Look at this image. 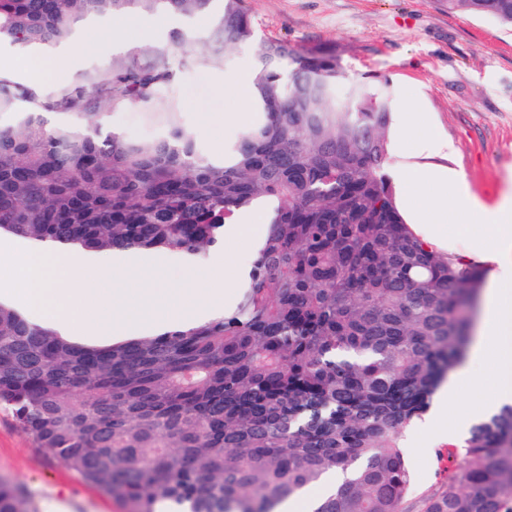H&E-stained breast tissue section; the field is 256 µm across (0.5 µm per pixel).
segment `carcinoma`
Returning <instances> with one entry per match:
<instances>
[{
    "label": "carcinoma",
    "instance_id": "carcinoma-1",
    "mask_svg": "<svg viewBox=\"0 0 512 512\" xmlns=\"http://www.w3.org/2000/svg\"><path fill=\"white\" fill-rule=\"evenodd\" d=\"M512 27V0H446ZM211 15L204 66L255 51V120L214 156L159 95L192 48L137 45L54 93L0 76V231L83 250L204 256L256 205L268 222L235 305L110 347L0 304V407L48 458L131 512H406L402 449L459 364L485 271L411 230L388 172L389 95L341 55L260 36L249 0H0V42L50 51L103 16ZM142 106L151 141L107 126ZM420 512H512V405L475 424ZM0 512H36L0 480Z\"/></svg>",
    "mask_w": 512,
    "mask_h": 512
}]
</instances>
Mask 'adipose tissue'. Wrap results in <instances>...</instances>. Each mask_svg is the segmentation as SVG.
Segmentation results:
<instances>
[{"label": "adipose tissue", "instance_id": "adipose-tissue-1", "mask_svg": "<svg viewBox=\"0 0 512 512\" xmlns=\"http://www.w3.org/2000/svg\"><path fill=\"white\" fill-rule=\"evenodd\" d=\"M400 178L411 197L427 211H437L443 203L453 202L455 225L435 222L428 240L441 245L452 233L467 238L463 260L483 267L488 279L478 334L467 362L453 371L441 388L431 424L437 431L445 427L456 431L512 405V191L490 208L472 196L459 175L448 169L412 165ZM427 187L436 188V195H424ZM480 365L492 373L491 392L476 408L449 413V397L471 383L473 371Z\"/></svg>", "mask_w": 512, "mask_h": 512}]
</instances>
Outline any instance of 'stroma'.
I'll use <instances>...</instances> for the list:
<instances>
[{
    "label": "stroma",
    "mask_w": 512,
    "mask_h": 512,
    "mask_svg": "<svg viewBox=\"0 0 512 512\" xmlns=\"http://www.w3.org/2000/svg\"><path fill=\"white\" fill-rule=\"evenodd\" d=\"M251 6L263 37L336 47L350 75L387 84L394 105L422 117L423 126L390 131V173L417 161L449 167L486 204L496 203L512 177L511 27L488 16L449 11L443 0H252ZM208 27L204 16L101 17L80 24L69 43L48 55L33 56L4 42L0 58L33 59L44 73L37 88L47 94L86 70H106L126 45L160 44L174 30L198 44ZM58 58L67 59L65 68H56ZM255 65L253 51L243 47L221 68L186 65L164 88L180 102L185 127L213 155H222L240 129L224 123V113H243L248 123L254 119L248 102L225 92L224 79L252 74ZM430 136L451 140L453 154L417 157L418 139ZM252 254L248 244L227 242L193 259L192 266L220 278L248 267ZM402 445L412 477L408 500L415 504L446 481L453 460L447 437L423 421L405 432ZM0 479L26 489L39 512H48L53 501L65 512H124L111 495L53 464L5 408L0 409Z\"/></svg>",
    "instance_id": "1"
}]
</instances>
